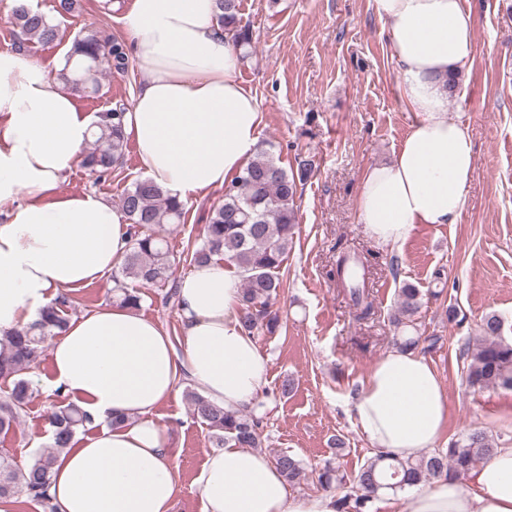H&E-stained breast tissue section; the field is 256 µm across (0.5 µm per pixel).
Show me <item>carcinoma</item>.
Instances as JSON below:
<instances>
[{
  "label": "carcinoma",
  "mask_w": 512,
  "mask_h": 512,
  "mask_svg": "<svg viewBox=\"0 0 512 512\" xmlns=\"http://www.w3.org/2000/svg\"><path fill=\"white\" fill-rule=\"evenodd\" d=\"M217 4L218 21L243 48V57H248L252 35L241 24L237 0H217ZM6 9L13 46L18 50L33 41L51 44L57 39L58 26L32 0H11ZM102 65L117 74L127 72L129 56L125 43L116 38L103 40L93 31H84L73 40L56 78L74 93L90 97L99 93L98 74ZM125 110V105L117 104L98 113V121L93 124L91 148L83 166L100 178L111 174L124 161L128 144L123 130ZM312 170V161L303 159L298 161L297 170L289 172L278 164L271 151L258 149L243 172L224 184L222 199L211 209L204 238L190 254V263L195 266L222 256L239 269L241 321L249 334L258 328L272 334L280 326L279 315L272 310L273 301L281 288L280 269L296 234L298 189ZM120 207L130 223V241L123 262L112 270L114 298L132 309H140L142 297L127 286L131 279L163 291L167 303L176 301L175 259L165 240L155 235L153 226L184 223L186 204L146 177L125 189ZM348 295L356 308L357 321L373 319L371 291L366 284H353ZM67 303V297L62 296L43 309L37 320L0 335V386L4 388V395L0 396V435L6 437L15 430L31 402L34 389L26 379V371L44 352L47 341L66 329ZM422 304L420 289L412 285L400 288L392 324L403 335L396 339L394 347L430 353L443 346L441 336L409 333L416 329L415 317ZM502 327L498 315H486L476 346L467 342L461 348L460 355L467 360V381L473 388L512 389V342L501 337ZM289 390L290 384L284 383L280 393L265 391L252 407L236 411L224 410L195 389L187 390V398L193 418L206 426L215 447L262 451L267 443V404L279 394L287 395ZM47 420L50 442L33 452L25 465L0 454V499L19 504L24 498L40 507L41 512H55L49 494L54 465L59 454L72 447L77 434L85 429L87 416L69 400L52 404ZM496 450V444L484 433L473 431L444 450L414 459H396L390 452L380 450L359 468L350 483L327 462L315 472V482L322 490L341 491L336 499L337 512H365L384 490L395 491L406 484L461 480ZM274 462L289 485L306 480L305 468L297 456L281 453L274 456Z\"/></svg>",
  "instance_id": "1"
}]
</instances>
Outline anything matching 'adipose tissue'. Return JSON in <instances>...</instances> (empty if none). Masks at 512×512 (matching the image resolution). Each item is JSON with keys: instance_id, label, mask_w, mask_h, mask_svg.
<instances>
[{"instance_id": "ef3b65f1", "label": "adipose tissue", "mask_w": 512, "mask_h": 512, "mask_svg": "<svg viewBox=\"0 0 512 512\" xmlns=\"http://www.w3.org/2000/svg\"><path fill=\"white\" fill-rule=\"evenodd\" d=\"M370 5L416 119L392 158L365 170L356 208L369 237L395 249L420 225L457 223L465 209L474 148L448 97L472 59L474 19L460 0ZM217 14L216 0H130L123 15L143 74L124 131L149 178L182 201L241 174L263 121ZM93 122L45 65L0 51V333L37 319L59 292L100 281L126 253L122 210L94 193L55 194L82 160ZM240 285L235 266L214 259L179 282V336L115 303L72 320L52 342L48 389L98 427L57 458V512H172L179 471L155 410L184 380L229 411L266 381L269 358L241 324ZM352 410L365 437L401 459L434 449L448 418L431 362L395 348L362 380ZM196 486L203 512H336L333 495L291 492L268 455L246 448L207 453ZM401 497L402 512H512V448L467 480Z\"/></svg>"}]
</instances>
